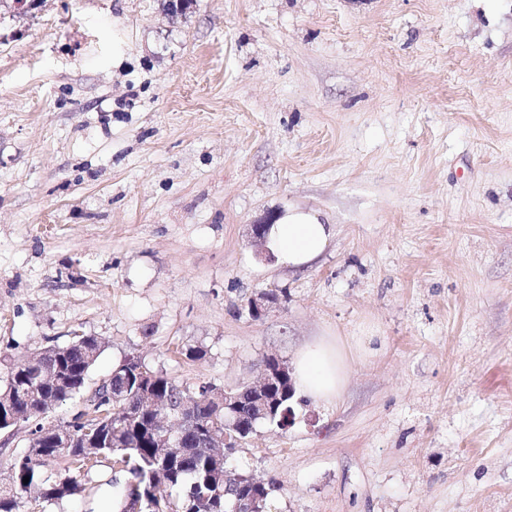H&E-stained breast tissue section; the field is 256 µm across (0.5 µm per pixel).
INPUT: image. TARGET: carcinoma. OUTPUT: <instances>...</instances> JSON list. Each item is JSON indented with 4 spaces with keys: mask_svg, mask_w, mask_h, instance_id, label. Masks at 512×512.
Masks as SVG:
<instances>
[{
    "mask_svg": "<svg viewBox=\"0 0 512 512\" xmlns=\"http://www.w3.org/2000/svg\"><path fill=\"white\" fill-rule=\"evenodd\" d=\"M102 341L95 336H74L70 344L45 349V355L13 360L5 365V384L0 395L14 398L19 424L29 428L31 446L16 458L12 471L0 479V512H32L62 501L85 490L77 475L107 466L129 475L117 512H127L129 503L140 502L141 512H227L228 497L251 495L242 486V471L228 461L213 456L211 442L224 434V404L201 402L187 415L181 436L182 453L174 460L162 457L157 448L156 415H140L137 396L142 382L127 375V389L112 412L98 422L100 440L85 447V413L69 422L52 419L56 407L86 390L89 372L102 352ZM58 368L68 374L71 383L54 386L35 385V373ZM152 376L150 386L157 398L169 405L166 413L178 414L182 402L201 398L214 389L201 385L194 389L166 373L144 366ZM64 459L68 474L62 476L45 470L50 463ZM28 483H23L24 478Z\"/></svg>",
    "mask_w": 512,
    "mask_h": 512,
    "instance_id": "obj_1",
    "label": "carcinoma"
}]
</instances>
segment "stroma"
Masks as SVG:
<instances>
[{
    "label": "stroma",
    "mask_w": 512,
    "mask_h": 512,
    "mask_svg": "<svg viewBox=\"0 0 512 512\" xmlns=\"http://www.w3.org/2000/svg\"><path fill=\"white\" fill-rule=\"evenodd\" d=\"M292 208L335 227L300 269L251 238ZM76 330L105 343L91 388L338 344L340 396L228 459L270 512H512V0L0 7V359Z\"/></svg>",
    "instance_id": "35a3bbf8"
}]
</instances>
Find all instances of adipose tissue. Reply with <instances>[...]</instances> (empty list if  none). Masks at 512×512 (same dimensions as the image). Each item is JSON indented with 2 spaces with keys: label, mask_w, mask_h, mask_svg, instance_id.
<instances>
[{
  "label": "adipose tissue",
  "mask_w": 512,
  "mask_h": 512,
  "mask_svg": "<svg viewBox=\"0 0 512 512\" xmlns=\"http://www.w3.org/2000/svg\"><path fill=\"white\" fill-rule=\"evenodd\" d=\"M334 235V227L314 211H287L269 231V245L281 261L303 267L317 259ZM347 363L337 345L313 341L298 353L294 379L296 395L317 402H331L345 382Z\"/></svg>",
  "instance_id": "obj_1"
}]
</instances>
